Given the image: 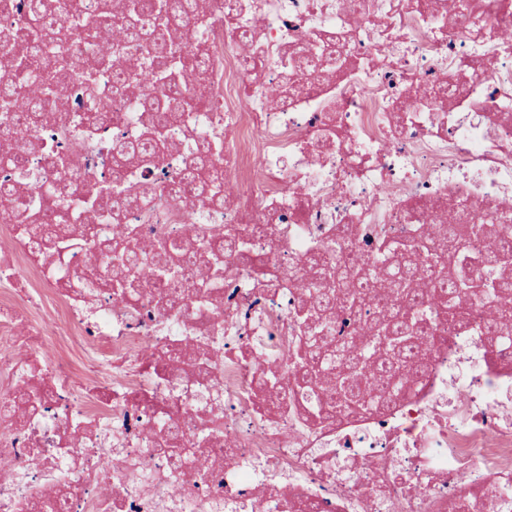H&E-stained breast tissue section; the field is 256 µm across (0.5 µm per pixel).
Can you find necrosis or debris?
I'll list each match as a JSON object with an SVG mask.
<instances>
[{"instance_id": "4bbe7bcc", "label": "necrosis or debris", "mask_w": 512, "mask_h": 512, "mask_svg": "<svg viewBox=\"0 0 512 512\" xmlns=\"http://www.w3.org/2000/svg\"><path fill=\"white\" fill-rule=\"evenodd\" d=\"M434 0H205L189 32L205 61L193 69L204 108L168 124L162 165L118 164L112 145L137 139L152 79L121 91L96 86L113 120L89 124L83 85L45 107L23 169L0 159V183L24 176L17 217L0 223V399L32 393L21 427L0 418V447L15 466L0 481V512H268L261 492L277 476L289 512H512V356L480 317L456 325L426 309L423 342L404 392L384 407L320 428L260 395L268 369L288 373L278 346L294 336L301 265L313 253L369 266L383 242L426 245L444 210L482 230L469 256L494 239L486 214L512 219V0H475L466 25ZM338 38L343 74L316 93L271 100L299 55ZM261 60L246 66L241 46ZM218 140L231 206L173 197L171 180L195 165L197 144ZM73 161L78 189H109L144 176L152 199L103 222L68 213L73 235L39 245L49 189ZM266 225L263 234L251 232ZM233 233L245 254H200L182 266L223 261L207 296L165 312L145 285L131 304L109 286L95 241ZM207 338L209 367L174 361L186 337ZM191 415L230 455L205 472L174 468L155 434ZM56 494V495H57Z\"/></svg>"}]
</instances>
